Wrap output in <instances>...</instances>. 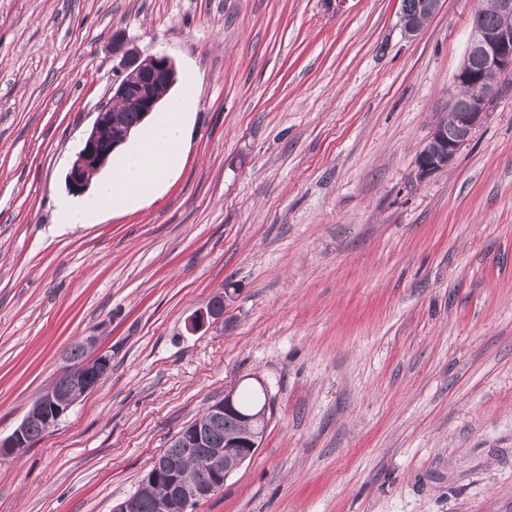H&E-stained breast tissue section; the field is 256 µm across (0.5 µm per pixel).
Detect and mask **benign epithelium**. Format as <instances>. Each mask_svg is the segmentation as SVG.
I'll return each mask as SVG.
<instances>
[{
	"mask_svg": "<svg viewBox=\"0 0 512 512\" xmlns=\"http://www.w3.org/2000/svg\"><path fill=\"white\" fill-rule=\"evenodd\" d=\"M441 0H416V9L400 8L398 25L405 37L415 38L421 31V17H431L440 8ZM490 11L512 20V0H477L470 21V31L463 63L454 76L453 87L448 91V118L444 124L434 128L430 138L420 149L416 164L419 176L427 177L449 167L457 154L470 141L476 130L489 118L492 107L501 93L500 77L512 73V25L497 28L486 25V14ZM140 75L138 83L123 79L130 71ZM120 78L112 83V98L136 100L142 117L146 118L157 108L159 99L154 97L152 87L164 81L176 82L177 71L172 59L165 54H142L134 49L123 52ZM113 103L102 102L96 112L91 130L86 134L81 149L76 154L68 174V189L74 194L84 192L88 185L86 173L101 169L110 155L129 137L130 131L121 130L112 136L109 144L100 141V130L113 125ZM453 135H448V128ZM234 292L224 289L220 301L209 304L204 311L194 315L190 329L197 331L207 325L217 324L224 318V309L233 299ZM112 357L100 354L86 361L89 370H69L62 374L65 387L49 386L28 409L19 425L6 438H0V456L14 453L26 440L29 422L39 420L45 430L53 428L58 420L72 406L81 401L89 392L88 376L104 378L109 372ZM235 390L224 393V398L210 404L208 418L219 419L225 413L235 410ZM271 404L267 403L255 412L240 416L243 432L237 437L224 441V447L211 448L206 440V429L197 423L185 425L176 438L200 449L194 457L197 467L207 471L203 480H188L182 476L184 460L157 456L145 474V480H163L167 489L153 502V512H189L192 505L214 495L228 477L242 466L260 448L268 423ZM223 461L222 469H214L211 463ZM142 500L131 494L118 501L112 512H141Z\"/></svg>",
	"mask_w": 512,
	"mask_h": 512,
	"instance_id": "obj_1",
	"label": "benign epithelium"
}]
</instances>
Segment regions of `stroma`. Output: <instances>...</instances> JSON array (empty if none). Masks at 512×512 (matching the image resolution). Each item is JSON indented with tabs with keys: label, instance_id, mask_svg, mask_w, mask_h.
<instances>
[{
	"label": "stroma",
	"instance_id": "obj_1",
	"mask_svg": "<svg viewBox=\"0 0 512 512\" xmlns=\"http://www.w3.org/2000/svg\"><path fill=\"white\" fill-rule=\"evenodd\" d=\"M0 0V437L74 361L112 369L0 459V512H112L261 378V447L194 512H512V74L447 169L475 0ZM123 33L169 55L178 178L84 225L66 175ZM235 291L221 326L191 318ZM416 2V9L412 11ZM403 5L398 15V25L405 37L414 39L421 31V16L433 17L440 8L441 0H402ZM411 8V9H410Z\"/></svg>",
	"mask_w": 512,
	"mask_h": 512
}]
</instances>
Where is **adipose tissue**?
Segmentation results:
<instances>
[{"label":"adipose tissue","mask_w":512,"mask_h":512,"mask_svg":"<svg viewBox=\"0 0 512 512\" xmlns=\"http://www.w3.org/2000/svg\"><path fill=\"white\" fill-rule=\"evenodd\" d=\"M190 111L188 95L169 97L161 118L130 138L124 157L96 180L90 197L79 203L59 202L61 223L87 224L99 214L123 211L155 197L181 171Z\"/></svg>","instance_id":"ef3b65f1"}]
</instances>
